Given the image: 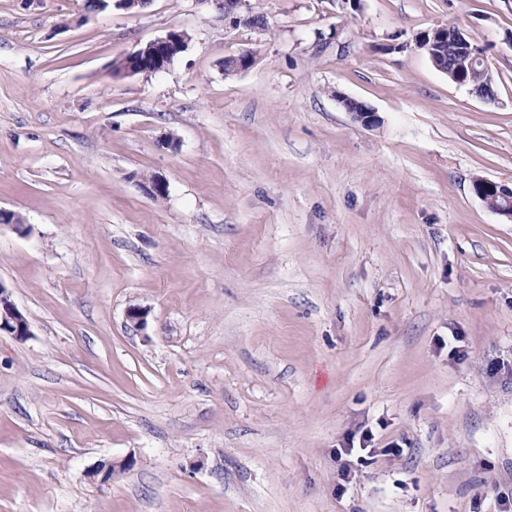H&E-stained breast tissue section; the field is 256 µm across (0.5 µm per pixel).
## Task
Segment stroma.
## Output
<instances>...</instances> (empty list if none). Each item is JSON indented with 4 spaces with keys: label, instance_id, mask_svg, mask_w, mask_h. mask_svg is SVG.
Masks as SVG:
<instances>
[{
    "label": "stroma",
    "instance_id": "1",
    "mask_svg": "<svg viewBox=\"0 0 512 512\" xmlns=\"http://www.w3.org/2000/svg\"><path fill=\"white\" fill-rule=\"evenodd\" d=\"M249 3L265 29L0 0V283L31 323L0 335V512H499L512 223L472 181L512 184V0ZM446 25L496 102L405 48ZM172 30L166 73L110 76ZM340 102L345 111L351 114L353 120L363 127L370 128L379 123L378 116L373 108L351 98L341 97Z\"/></svg>",
    "mask_w": 512,
    "mask_h": 512
}]
</instances>
